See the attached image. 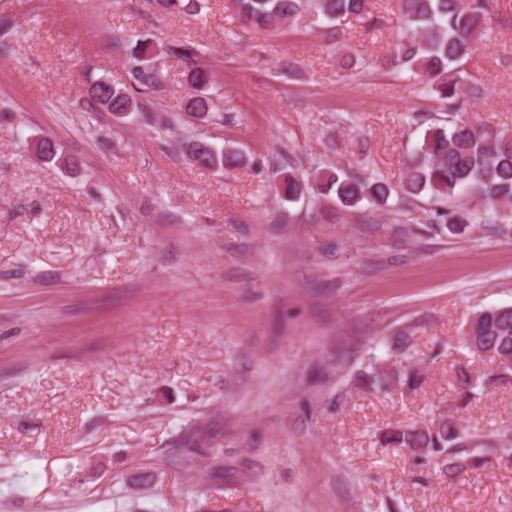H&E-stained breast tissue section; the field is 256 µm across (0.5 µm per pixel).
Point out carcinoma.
Masks as SVG:
<instances>
[{
  "instance_id": "1",
  "label": "carcinoma",
  "mask_w": 512,
  "mask_h": 512,
  "mask_svg": "<svg viewBox=\"0 0 512 512\" xmlns=\"http://www.w3.org/2000/svg\"><path fill=\"white\" fill-rule=\"evenodd\" d=\"M168 14L198 15L206 0H154ZM397 9L411 34L389 60L396 70H408L423 78L430 94L439 102L445 116L443 125L425 131L421 143L410 153L400 189L370 176L338 171L320 172L308 179L292 159L277 172L276 189L293 202L307 192L319 196L333 194L344 207L364 204L381 208L393 194L405 201L428 197L427 224L410 227L437 236L463 237L471 225L482 223L484 231L502 234L508 231L503 221L512 211V133L490 125L472 122L462 115L467 97L475 92L463 70L476 43L483 39L490 15L499 7L498 0H397ZM238 20L258 31H270L301 14H309L333 27L353 18L371 26L382 16L374 12V0H234ZM13 22L0 17V52L8 53ZM202 49L191 42H161L145 35L122 44L121 56L126 82L115 84L107 75L91 77L85 95L100 109L121 119L136 112L147 127L154 122V110L146 99L164 90L167 84L165 60L176 59L185 68L187 114L203 122L215 119L211 96L213 74L199 64ZM181 150L192 165L224 172L245 162V156L227 145H218L213 137L200 133L184 139ZM34 155L44 164L70 167L74 160L62 155L56 141L47 137L36 140ZM463 341L472 352L487 350L502 359L497 380L512 377V306L484 307L474 313L463 333ZM359 381L380 390L386 386V374L372 366L358 374ZM460 399L477 400L485 381L462 375ZM386 448H421L422 460L434 464L448 479L462 472L478 470L489 452L497 448L507 454L512 450V431L494 439L464 428L455 419L431 413L422 426H395L381 435Z\"/></svg>"
}]
</instances>
